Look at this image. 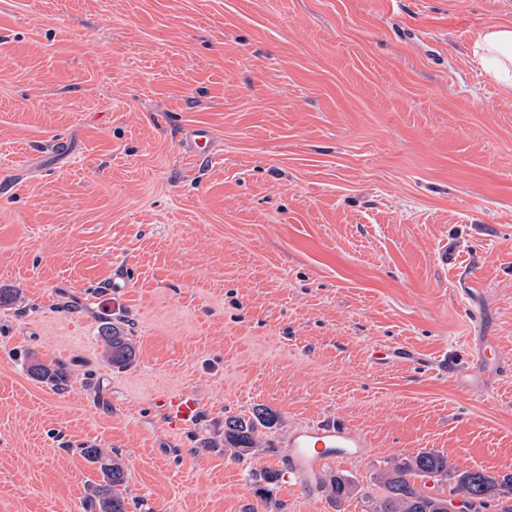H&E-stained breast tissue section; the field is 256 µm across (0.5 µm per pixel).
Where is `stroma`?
<instances>
[{
	"label": "stroma",
	"instance_id": "1",
	"mask_svg": "<svg viewBox=\"0 0 512 512\" xmlns=\"http://www.w3.org/2000/svg\"><path fill=\"white\" fill-rule=\"evenodd\" d=\"M494 24L512 0H0V512H85V448L118 453L130 512H368L423 450L512 474V371L470 350L512 358V89L474 53ZM197 127L211 156L185 153ZM184 390L174 426L154 400ZM258 408L273 427L231 457L225 418ZM323 420L366 454L265 482ZM127 332L118 323L105 321L100 330L98 341L103 348L106 362L113 368L124 369L136 359V346ZM472 361L477 366L494 364L500 370L510 371L511 361L506 360L498 351L497 344L490 336H482L481 341L474 347ZM27 372L35 379L63 391L67 386V374L63 368H54L50 364L39 363L34 359L26 362ZM155 404L175 425L194 419L199 409V402L190 391H182L175 395L161 394L157 396Z\"/></svg>",
	"mask_w": 512,
	"mask_h": 512
}]
</instances>
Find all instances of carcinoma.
I'll return each instance as SVG.
<instances>
[{"instance_id":"obj_1","label":"carcinoma","mask_w":512,"mask_h":512,"mask_svg":"<svg viewBox=\"0 0 512 512\" xmlns=\"http://www.w3.org/2000/svg\"><path fill=\"white\" fill-rule=\"evenodd\" d=\"M98 341L103 348L106 362L114 368L124 369L136 359V346L119 324L103 323ZM27 372L35 379L63 391L67 386V374L60 368L39 363L34 359L26 362ZM274 416L265 409H256L249 419L229 416L224 422V446L233 454L243 457L257 447L259 428H270ZM83 457L96 465L102 475L95 484L84 508L89 512H129V501L121 487L126 484V469L121 459L104 448H84ZM452 479L449 496L440 490L432 491L428 482L438 484ZM379 493L365 494L370 512H448V498L468 505L469 512H483L494 501L496 512H512V475L498 477L483 469H458L448 463V457L434 452L421 451L417 455L395 462L381 473L376 483ZM329 496L336 503L351 496L353 485L344 476H332L328 483Z\"/></svg>"}]
</instances>
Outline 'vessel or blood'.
Instances as JSON below:
<instances>
[{"label": "vessel or blood", "mask_w": 512, "mask_h": 512, "mask_svg": "<svg viewBox=\"0 0 512 512\" xmlns=\"http://www.w3.org/2000/svg\"><path fill=\"white\" fill-rule=\"evenodd\" d=\"M472 360L476 365H496L501 370H511L512 362L498 351L495 340L482 337L474 347ZM155 403L172 424H183L194 419L199 402L189 391L175 395L157 396ZM288 454L285 458L284 476L299 487L316 484L322 468L339 459H356L367 447L363 434L356 428L338 423H304L288 435Z\"/></svg>", "instance_id": "vessel-or-blood-1"}]
</instances>
